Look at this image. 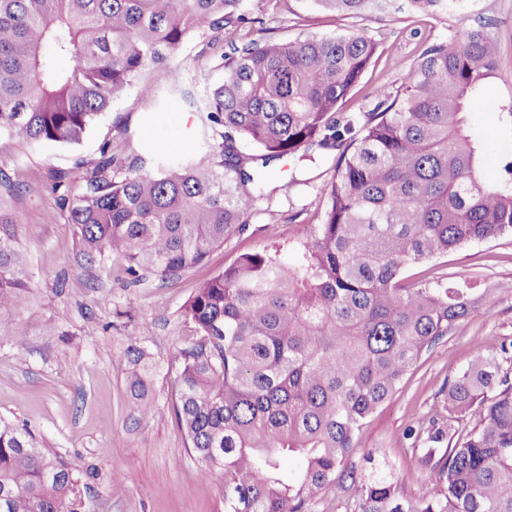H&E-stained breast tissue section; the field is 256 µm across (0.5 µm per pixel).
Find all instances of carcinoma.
<instances>
[{
  "label": "carcinoma",
  "mask_w": 512,
  "mask_h": 512,
  "mask_svg": "<svg viewBox=\"0 0 512 512\" xmlns=\"http://www.w3.org/2000/svg\"><path fill=\"white\" fill-rule=\"evenodd\" d=\"M344 16L386 0H313ZM457 19L426 45L404 82L383 85L369 112L339 105L377 51L360 36H268L221 53V80L198 108L200 146L153 168L119 141L86 162L79 189L53 175L54 220L77 236L76 262L126 259L173 285L247 223L259 179L250 164L333 157L335 174L311 239L290 260L244 253L200 282L182 306L193 328L174 365L172 410L210 477L224 475V512H316L331 487L354 512H512V343L443 383L407 430L428 489L406 497L385 463L353 462L360 433L423 354L486 307L497 289L403 271L472 242L512 237V159L486 185L492 151L472 124L499 42L471 0H411ZM242 0H0V132L78 144L133 82L156 95L167 61L193 35L245 20ZM474 18V23L465 21ZM247 141L254 154L241 152ZM19 182L0 169V338L26 335L11 317L27 289ZM143 326L124 352L132 428L160 413L157 364ZM478 428L459 422L473 412ZM81 481L32 433L0 423V512H79Z\"/></svg>",
  "instance_id": "obj_1"
}]
</instances>
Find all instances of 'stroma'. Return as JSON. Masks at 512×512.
<instances>
[{
	"mask_svg": "<svg viewBox=\"0 0 512 512\" xmlns=\"http://www.w3.org/2000/svg\"><path fill=\"white\" fill-rule=\"evenodd\" d=\"M244 23L226 30L222 43L205 35L191 37L169 60L166 81L203 94L222 78L217 59L223 42L264 34L289 38L302 30L324 35L357 34L375 41L378 50L341 112H365L374 105L378 85L397 86L428 42L446 36L444 15L416 12L409 0H390L384 10L367 9L346 18L315 7L312 0H243ZM501 56L487 80L484 102L474 120L494 150L483 176L494 180L502 157H512L501 109L512 101V30L500 32ZM202 131L195 107L180 96L166 103L147 98L132 85L90 128L77 145L35 143L0 135V168L27 188L16 207L21 213V249L27 259L29 289L13 313L27 343L14 348L0 341V419L27 425L40 447L63 457L86 485L83 512H224L221 476L201 479V467L185 446L173 414L129 428L123 355L142 325L152 333L144 342L159 364L154 395L168 407L175 400L172 360L185 336L180 308L197 285L230 265L239 255L280 245L282 250L308 239L319 221L323 190L332 179V159L300 169L290 158L274 161L262 182L264 196L242 225L214 249L205 262L185 272L173 285L147 277L124 284L122 259L85 271L73 256L76 237L65 218L47 220L55 206L50 174L66 172L80 185L84 160L97 156L107 139L128 141L131 150L153 145L199 141ZM302 174L310 186L292 185ZM449 281L498 288L495 304L473 313L454 333L423 355L399 389L369 418L360 437L363 452L383 449L405 495L422 493L429 472L404 437L435 401L445 380L465 370L477 357L512 342V238L475 243L444 259ZM54 318L62 333L45 335L41 323Z\"/></svg>",
	"mask_w": 512,
	"mask_h": 512,
	"instance_id": "stroma-1",
	"label": "stroma"
}]
</instances>
